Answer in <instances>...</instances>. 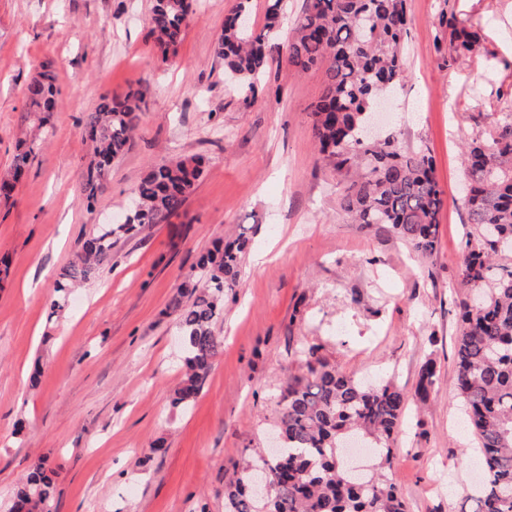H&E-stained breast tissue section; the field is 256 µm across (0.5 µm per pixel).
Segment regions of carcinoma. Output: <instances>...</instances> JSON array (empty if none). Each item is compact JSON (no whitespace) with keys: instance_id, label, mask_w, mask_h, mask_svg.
Returning <instances> with one entry per match:
<instances>
[{"instance_id":"carcinoma-1","label":"carcinoma","mask_w":512,"mask_h":512,"mask_svg":"<svg viewBox=\"0 0 512 512\" xmlns=\"http://www.w3.org/2000/svg\"><path fill=\"white\" fill-rule=\"evenodd\" d=\"M250 8V0H238L224 19L214 53L253 95L278 48L284 4L267 0L266 22L258 31L238 21ZM190 13L191 0H153L150 35L163 57L177 55ZM448 27L457 56L477 51L480 37L470 26L452 18ZM406 36V0H306L288 44V62L300 71L326 65L311 127L322 162L347 177L341 210L357 224L385 225L429 258L437 249L444 206L432 157L423 148H404L395 133L377 142L362 138L376 99L405 77ZM56 93L47 68L28 84L30 111L44 114L43 123ZM147 95L148 89L136 88L89 113L93 154L84 171L87 204L127 150ZM35 145L34 139L22 142L8 175L0 179V198L14 193ZM462 166L472 190L459 276L476 295L459 304L455 391L482 466L470 512H512V112L502 114L486 137L466 144ZM202 173L199 157L150 167L135 188L140 207L123 222L102 224L83 239L76 261L56 283L50 308L60 307L71 288L95 275L118 239L169 222ZM252 245L241 234L202 254L196 263L200 278L178 288L173 308L187 373L174 390L175 405L189 406L214 367L222 340L213 326L224 311V291L236 287L241 260ZM301 355L307 373L288 376L281 394L282 445L268 459L255 458V465L270 473L272 493L265 500L254 495V475L245 469L224 485V512H408L385 470L392 464L391 439L409 393L392 382L367 385L322 360L313 346ZM434 385L435 363L429 359L421 366L414 397L428 401ZM354 434L378 448L377 469L370 475L353 472L343 455V442ZM52 492L53 480L39 460L17 483L9 512H50Z\"/></svg>"}]
</instances>
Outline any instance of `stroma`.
<instances>
[{
  "mask_svg": "<svg viewBox=\"0 0 512 512\" xmlns=\"http://www.w3.org/2000/svg\"><path fill=\"white\" fill-rule=\"evenodd\" d=\"M237 0H200L177 55L162 60L150 0H0V177L40 134L17 193L0 200V512L32 461L56 472L51 512H224V484L268 447L301 352L413 391L423 362L437 382L409 404L390 481L409 512H466L475 438L453 385L467 209L460 151L512 109V0H407L406 78L389 110L404 147L426 148L444 193L428 259L383 225L350 224L342 178L318 159L309 112L324 66L276 56L255 98L224 74L214 44ZM480 48L448 54V17ZM50 64L58 93L46 128L27 86ZM150 93L125 154L94 205L85 124L106 99ZM203 159L183 213L112 249L95 277L51 312L55 280L85 232L127 200L149 167ZM253 240L215 325L223 348L188 409L171 406L178 287L219 241Z\"/></svg>",
  "mask_w": 512,
  "mask_h": 512,
  "instance_id": "obj_1",
  "label": "stroma"
}]
</instances>
